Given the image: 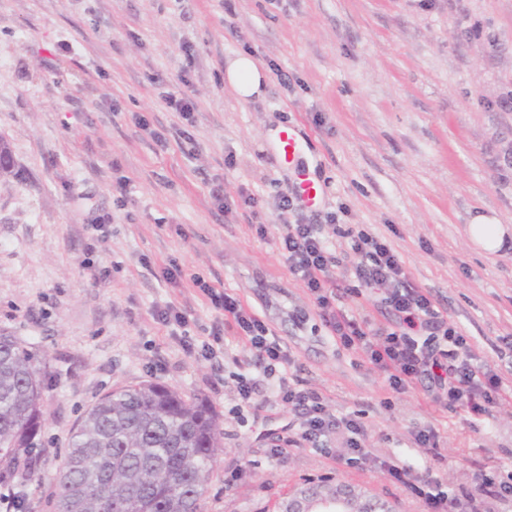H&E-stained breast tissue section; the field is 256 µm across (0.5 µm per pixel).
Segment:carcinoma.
<instances>
[{
    "label": "carcinoma",
    "instance_id": "cac0c4a2",
    "mask_svg": "<svg viewBox=\"0 0 512 512\" xmlns=\"http://www.w3.org/2000/svg\"><path fill=\"white\" fill-rule=\"evenodd\" d=\"M45 359L0 334V486L38 476ZM217 414L158 383L101 396L71 433L55 478L57 512H202L221 448Z\"/></svg>",
    "mask_w": 512,
    "mask_h": 512
}]
</instances>
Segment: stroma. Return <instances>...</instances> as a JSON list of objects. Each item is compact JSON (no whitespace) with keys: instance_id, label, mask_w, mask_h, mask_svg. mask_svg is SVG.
I'll use <instances>...</instances> for the list:
<instances>
[{"instance_id":"obj_1","label":"stroma","mask_w":512,"mask_h":512,"mask_svg":"<svg viewBox=\"0 0 512 512\" xmlns=\"http://www.w3.org/2000/svg\"><path fill=\"white\" fill-rule=\"evenodd\" d=\"M238 53L266 68L260 97L225 83ZM184 90L196 103L189 122L165 104ZM506 96L512 0H0V138L15 158L0 177V333L46 357L45 451L25 512H55V474L96 400L146 382L219 416L223 449L202 512H281L323 480L420 512L383 460L430 468L477 512H512L475 482L512 471V399L477 418L418 388L392 394L382 370L327 336L279 254L283 225L300 216L384 238L512 385V361L499 356L512 336V248L489 255L466 233L479 215L512 227ZM289 125L305 142L297 169L279 154ZM303 169L319 200L280 214ZM172 262L183 276L169 283ZM195 274L259 314L288 347L291 378L337 415H362L365 469L295 446L271 459L291 408L267 400L231 415L237 375L256 373L234 330L205 358L155 317L176 306L190 337L208 338L222 313ZM420 429L435 447L414 442Z\"/></svg>"}]
</instances>
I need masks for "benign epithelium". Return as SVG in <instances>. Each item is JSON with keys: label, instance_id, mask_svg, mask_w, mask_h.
I'll list each match as a JSON object with an SVG mask.
<instances>
[{"label": "benign epithelium", "instance_id": "obj_1", "mask_svg": "<svg viewBox=\"0 0 512 512\" xmlns=\"http://www.w3.org/2000/svg\"><path fill=\"white\" fill-rule=\"evenodd\" d=\"M282 512H395L375 495L347 483L325 481L317 491L302 490L288 498Z\"/></svg>", "mask_w": 512, "mask_h": 512}]
</instances>
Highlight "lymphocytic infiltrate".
I'll return each instance as SVG.
<instances>
[{
  "label": "lymphocytic infiltrate",
  "mask_w": 512,
  "mask_h": 512,
  "mask_svg": "<svg viewBox=\"0 0 512 512\" xmlns=\"http://www.w3.org/2000/svg\"><path fill=\"white\" fill-rule=\"evenodd\" d=\"M335 235L349 239L357 258L354 265L336 255L331 241ZM280 254L289 272L304 282L331 338L387 372L393 393L420 385L432 401L484 417L499 401L512 397V388L478 360L466 336L449 324L430 293L411 281L385 239L339 226L328 234L323 225L298 221L284 225ZM193 283L224 315L200 353L211 352L230 327L259 369L258 376H239L235 414L254 407L262 382H269L274 400L294 410L285 426L287 444L325 457L343 449L342 460L350 468L366 463V430L360 416H337L316 391L291 384L287 374L278 371L291 361L288 349L258 314L202 278ZM380 315L385 318L381 324L376 321ZM384 468L419 501L423 512H448V496L438 490L428 469L389 462Z\"/></svg>",
  "instance_id": "obj_1"
}]
</instances>
